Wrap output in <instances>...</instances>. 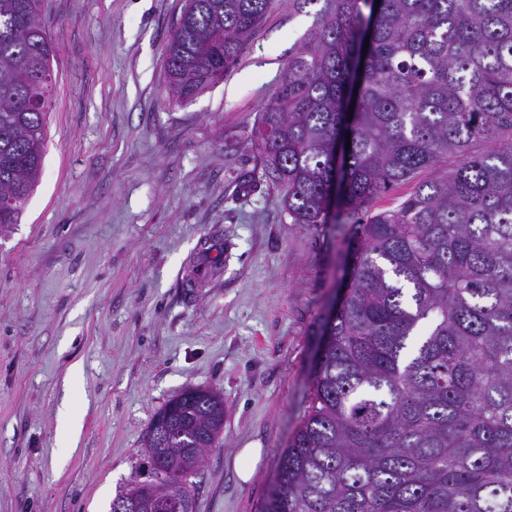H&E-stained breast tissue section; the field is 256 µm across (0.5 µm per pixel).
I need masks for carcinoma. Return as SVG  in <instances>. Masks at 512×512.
<instances>
[{
    "label": "carcinoma",
    "mask_w": 512,
    "mask_h": 512,
    "mask_svg": "<svg viewBox=\"0 0 512 512\" xmlns=\"http://www.w3.org/2000/svg\"><path fill=\"white\" fill-rule=\"evenodd\" d=\"M322 2L249 131L248 182L282 188L290 223L351 225L344 292L261 512H512V0ZM269 5L184 0L172 97L220 82ZM51 58L41 0H0L1 235L41 173ZM224 414L201 388L161 406L144 438L153 478L110 512H194ZM445 168L446 166L444 164L441 168L421 171L412 182L398 186L386 197L379 200L377 202V207L385 208L399 203L413 191L415 186L434 180Z\"/></svg>",
    "instance_id": "carcinoma-1"
}]
</instances>
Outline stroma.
I'll return each mask as SVG.
<instances>
[{"label":"stroma","mask_w":512,"mask_h":512,"mask_svg":"<svg viewBox=\"0 0 512 512\" xmlns=\"http://www.w3.org/2000/svg\"><path fill=\"white\" fill-rule=\"evenodd\" d=\"M182 4L42 0L46 155L0 237V512H109L146 476L155 412L190 387L226 411L195 512H259L304 416L348 230L290 223L280 187L240 183L256 165L247 134L319 6L271 0L223 80L179 103L164 51ZM74 364L71 448L58 408ZM243 448L262 451L246 483Z\"/></svg>","instance_id":"35a3bbf8"}]
</instances>
